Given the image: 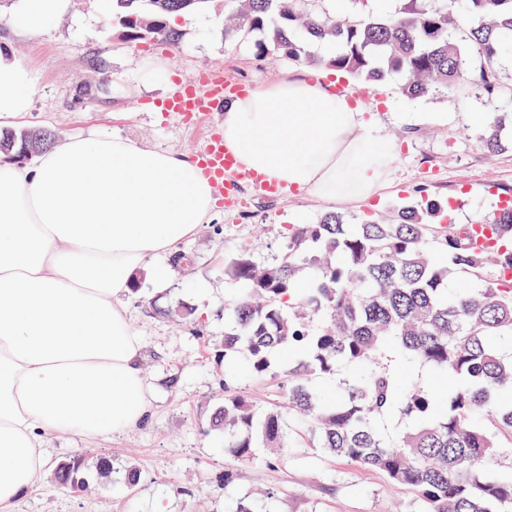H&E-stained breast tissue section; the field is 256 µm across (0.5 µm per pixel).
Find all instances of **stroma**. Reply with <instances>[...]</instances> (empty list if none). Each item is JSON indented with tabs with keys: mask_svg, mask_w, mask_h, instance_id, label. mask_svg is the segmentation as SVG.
I'll use <instances>...</instances> for the list:
<instances>
[{
	"mask_svg": "<svg viewBox=\"0 0 512 512\" xmlns=\"http://www.w3.org/2000/svg\"><path fill=\"white\" fill-rule=\"evenodd\" d=\"M102 0H70L68 11L50 29L28 34L12 19L22 0H0V51L24 60L33 82L25 127H44L58 137L108 135L134 139L159 152L194 157L208 130L222 125L223 112L188 124L159 112L156 104L209 67L225 78L259 88L318 69L292 64L279 54L255 62L248 45L224 41V0L179 17L180 45L144 39L129 42L100 12ZM107 89H100L99 80ZM366 109L375 112L398 144L388 163V183L369 205L339 197L306 194L259 198L248 212L218 211L211 223L182 243L191 267L172 268L165 288L141 277L140 290L125 298L132 328L143 338V373L155 398L149 419L107 439L56 434L46 440L50 465L83 453L87 491L76 493L46 473L39 486L16 502L13 512H226L225 495L246 498L272 492V512H418L415 493L381 471L363 468L297 443L274 463L265 449L253 461L230 463L224 437L212 430L211 414L225 387L252 394L258 404L283 402L276 381L225 378L216 355L224 337V300L233 283L224 275V253L250 245L258 265L277 262L284 227L313 224L329 210L374 219L408 197L455 201L453 217L464 224L491 212L500 197L512 198V149L491 155L478 142L480 129L463 120L466 112L512 117V99L411 100L398 79L359 83ZM433 112L438 122H416L415 113ZM190 308L187 316L178 307ZM136 470L135 485L124 475Z\"/></svg>",
	"mask_w": 512,
	"mask_h": 512,
	"instance_id": "stroma-1",
	"label": "stroma"
}]
</instances>
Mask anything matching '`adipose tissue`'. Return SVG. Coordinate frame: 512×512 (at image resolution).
Wrapping results in <instances>:
<instances>
[{"mask_svg": "<svg viewBox=\"0 0 512 512\" xmlns=\"http://www.w3.org/2000/svg\"><path fill=\"white\" fill-rule=\"evenodd\" d=\"M23 2L15 24L28 33L70 6ZM329 84L292 77L236 97L224 142L288 191L366 203L398 145ZM32 95L25 63L0 53V126L22 122ZM215 212L187 157L128 139L73 136L31 162L0 157V512L39 485L48 436L104 438L150 415L123 299L139 273L166 284L165 257Z\"/></svg>", "mask_w": 512, "mask_h": 512, "instance_id": "1", "label": "adipose tissue"}]
</instances>
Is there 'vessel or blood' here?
Here are the masks:
<instances>
[{
  "label": "vessel or blood",
  "instance_id": "vessel-or-blood-1",
  "mask_svg": "<svg viewBox=\"0 0 512 512\" xmlns=\"http://www.w3.org/2000/svg\"><path fill=\"white\" fill-rule=\"evenodd\" d=\"M246 91L244 84L225 81L222 69L209 68L200 74L197 82L184 85L169 97L162 109L181 120L193 121ZM196 163L225 209L242 208L245 200L241 192L245 189L255 197H275L282 193L281 184L263 173L245 169L235 152L225 145L224 137L218 130H210L207 145L198 153Z\"/></svg>",
  "mask_w": 512,
  "mask_h": 512
}]
</instances>
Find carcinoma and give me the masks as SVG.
I'll return each instance as SVG.
<instances>
[{
    "mask_svg": "<svg viewBox=\"0 0 512 512\" xmlns=\"http://www.w3.org/2000/svg\"><path fill=\"white\" fill-rule=\"evenodd\" d=\"M211 0H111L125 39L172 45L176 15ZM273 31L274 50L298 64L331 67L362 81L397 75L409 98L512 97L499 69L512 48V0H406L400 12L336 19L328 0H242L224 37ZM317 37L336 48L325 60ZM502 119L479 137L495 153ZM55 134L0 133V153L29 158ZM443 204L406 202L381 220L348 223L338 212L290 224L280 262L260 268L249 248L224 253L237 288L224 300L218 359L229 374L276 378L313 447L384 472L411 488L419 512H512V206L470 224H436ZM397 355L451 373L438 394L398 379ZM336 387L335 397L325 388ZM398 413L404 427L383 434ZM224 453L288 447L284 416L250 396L225 392L213 414ZM82 457L58 464L57 482L83 490Z\"/></svg>",
    "mask_w": 512,
    "mask_h": 512,
    "instance_id": "cac0c4a2",
    "label": "carcinoma"
}]
</instances>
